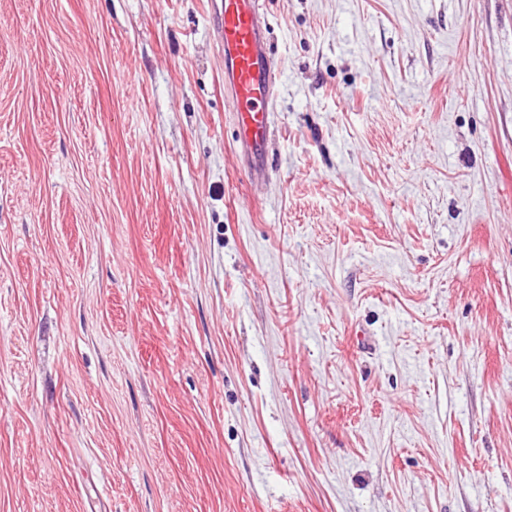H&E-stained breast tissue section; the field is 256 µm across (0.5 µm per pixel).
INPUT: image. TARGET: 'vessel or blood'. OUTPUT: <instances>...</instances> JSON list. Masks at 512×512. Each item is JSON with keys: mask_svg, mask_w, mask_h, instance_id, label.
<instances>
[{"mask_svg": "<svg viewBox=\"0 0 512 512\" xmlns=\"http://www.w3.org/2000/svg\"><path fill=\"white\" fill-rule=\"evenodd\" d=\"M214 37L224 57L236 147L250 180L265 178L279 68L259 0H210Z\"/></svg>", "mask_w": 512, "mask_h": 512, "instance_id": "vessel-or-blood-1", "label": "vessel or blood"}]
</instances>
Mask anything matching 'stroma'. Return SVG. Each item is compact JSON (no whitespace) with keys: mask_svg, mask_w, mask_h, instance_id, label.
<instances>
[{"mask_svg":"<svg viewBox=\"0 0 512 512\" xmlns=\"http://www.w3.org/2000/svg\"><path fill=\"white\" fill-rule=\"evenodd\" d=\"M0 0V512H512V0ZM214 37L224 57V92L236 147L251 181L265 178L279 68L258 0H211Z\"/></svg>","mask_w":512,"mask_h":512,"instance_id":"1","label":"stroma"}]
</instances>
